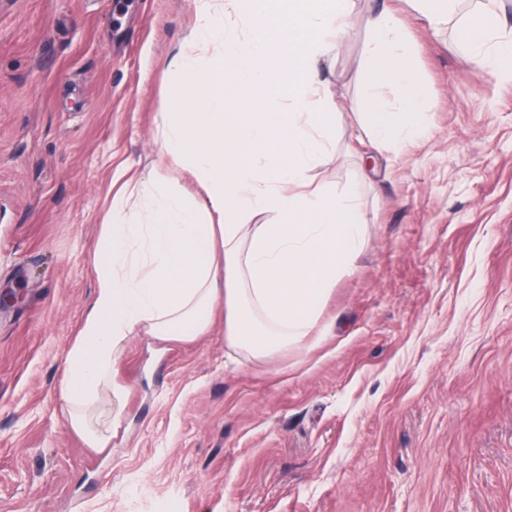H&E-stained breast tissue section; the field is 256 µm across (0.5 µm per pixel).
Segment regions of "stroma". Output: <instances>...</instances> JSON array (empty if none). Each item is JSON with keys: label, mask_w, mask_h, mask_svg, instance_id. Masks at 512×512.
Instances as JSON below:
<instances>
[{"label": "stroma", "mask_w": 512, "mask_h": 512, "mask_svg": "<svg viewBox=\"0 0 512 512\" xmlns=\"http://www.w3.org/2000/svg\"><path fill=\"white\" fill-rule=\"evenodd\" d=\"M383 4L355 0L318 67L340 112L318 178L366 226L313 335L262 359L218 327L124 339L96 449L67 422L66 358L117 163L195 189L155 119L197 3L0 0V512H512V81L460 42L482 0L439 34L398 0L428 134L371 143L353 107Z\"/></svg>", "instance_id": "35a3bbf8"}]
</instances>
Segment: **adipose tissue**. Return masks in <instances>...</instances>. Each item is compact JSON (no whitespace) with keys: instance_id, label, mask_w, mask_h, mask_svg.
<instances>
[{"instance_id":"1","label":"adipose tissue","mask_w":512,"mask_h":512,"mask_svg":"<svg viewBox=\"0 0 512 512\" xmlns=\"http://www.w3.org/2000/svg\"><path fill=\"white\" fill-rule=\"evenodd\" d=\"M354 0H197L172 62L178 95L160 115L161 156L196 181L198 199L118 167L102 223L97 288L66 359L68 422L89 447L96 391L112 384L115 342L142 331L193 340L222 326L227 344L265 358L307 342L324 298L358 253L365 217L353 193L317 183L339 114L317 62L335 52ZM245 20L237 34L227 15ZM356 119L372 142L425 132L426 93L394 12L368 20ZM460 36L477 70L512 80V34L483 12ZM217 48L213 64L203 47Z\"/></svg>"}]
</instances>
